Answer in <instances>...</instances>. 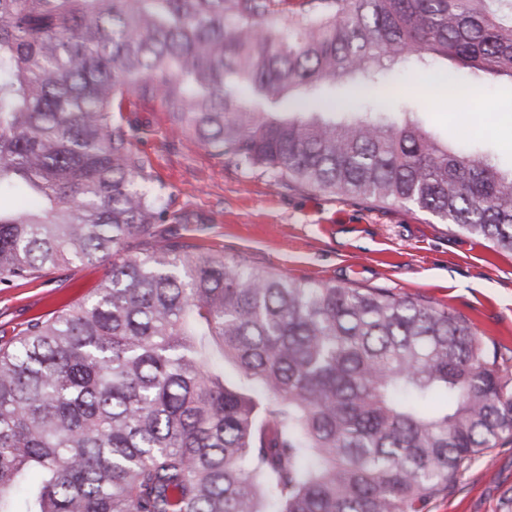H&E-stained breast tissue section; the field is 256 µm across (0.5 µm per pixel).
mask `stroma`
Segmentation results:
<instances>
[{
    "label": "stroma",
    "mask_w": 512,
    "mask_h": 512,
    "mask_svg": "<svg viewBox=\"0 0 512 512\" xmlns=\"http://www.w3.org/2000/svg\"><path fill=\"white\" fill-rule=\"evenodd\" d=\"M450 67L443 60L425 71L410 60L386 81L412 98L425 129L444 138L477 127L483 149L512 167V83L473 82L462 109L444 84ZM124 115L151 187L186 240L301 281L386 288L430 302L467 318L501 358H512L511 252L408 204L279 188L192 138L173 136L165 113L132 102ZM106 271L76 262L0 286V342L36 316L92 297ZM428 512H512V441L471 460L455 490L433 498Z\"/></svg>",
    "instance_id": "1"
}]
</instances>
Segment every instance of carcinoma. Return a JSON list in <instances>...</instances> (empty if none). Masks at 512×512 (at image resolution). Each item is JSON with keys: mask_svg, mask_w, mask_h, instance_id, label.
I'll return each instance as SVG.
<instances>
[{"mask_svg": "<svg viewBox=\"0 0 512 512\" xmlns=\"http://www.w3.org/2000/svg\"><path fill=\"white\" fill-rule=\"evenodd\" d=\"M411 55L512 81V0H0V285L108 266L0 346V512H425L512 439V373L467 319L201 250L124 126L155 105L278 186L512 251V169L419 125L384 82Z\"/></svg>", "mask_w": 512, "mask_h": 512, "instance_id": "cac0c4a2", "label": "carcinoma"}]
</instances>
